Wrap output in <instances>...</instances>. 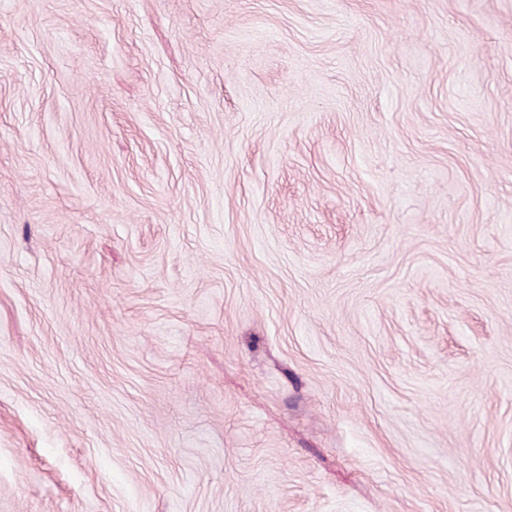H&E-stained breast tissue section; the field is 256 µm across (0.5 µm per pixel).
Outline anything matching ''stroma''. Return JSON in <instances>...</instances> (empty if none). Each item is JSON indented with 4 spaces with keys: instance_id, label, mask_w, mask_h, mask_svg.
Masks as SVG:
<instances>
[{
    "instance_id": "1",
    "label": "stroma",
    "mask_w": 512,
    "mask_h": 512,
    "mask_svg": "<svg viewBox=\"0 0 512 512\" xmlns=\"http://www.w3.org/2000/svg\"><path fill=\"white\" fill-rule=\"evenodd\" d=\"M0 512H512V0H0Z\"/></svg>"
}]
</instances>
